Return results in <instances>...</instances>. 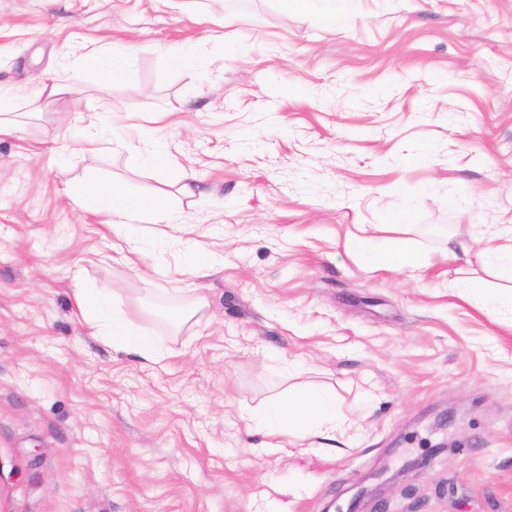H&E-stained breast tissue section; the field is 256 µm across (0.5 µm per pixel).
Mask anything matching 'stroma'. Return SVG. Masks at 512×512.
<instances>
[{"label": "stroma", "mask_w": 512, "mask_h": 512, "mask_svg": "<svg viewBox=\"0 0 512 512\" xmlns=\"http://www.w3.org/2000/svg\"><path fill=\"white\" fill-rule=\"evenodd\" d=\"M347 7L0 0V512H512V314L452 256L512 225V0ZM88 176L174 223L113 234L67 193ZM395 243L418 269L371 260ZM76 272L160 362L89 335ZM313 386L353 429L269 452L258 412ZM72 92V86L67 79L49 75L41 81L38 97L47 102L59 101ZM151 163L157 168L173 169V179L182 184V190L188 194L192 193V183L194 175L191 171L184 168H174L171 166L169 159L160 153H155L151 158Z\"/></svg>", "instance_id": "1"}]
</instances>
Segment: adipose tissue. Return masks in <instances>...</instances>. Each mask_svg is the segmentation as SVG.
<instances>
[{
	"label": "adipose tissue",
	"mask_w": 512,
	"mask_h": 512,
	"mask_svg": "<svg viewBox=\"0 0 512 512\" xmlns=\"http://www.w3.org/2000/svg\"><path fill=\"white\" fill-rule=\"evenodd\" d=\"M70 195L95 212L108 217L113 228L147 221L168 224L172 218L160 198L141 197L128 192L118 182L84 179L72 184ZM77 307L92 335L106 337L113 349L132 351L148 361L162 357L152 337L139 334L133 319L111 300L77 289ZM262 420L303 438L315 432H333L343 427L345 416L338 412L336 396L319 387L272 398L260 414Z\"/></svg>",
	"instance_id": "1"
}]
</instances>
